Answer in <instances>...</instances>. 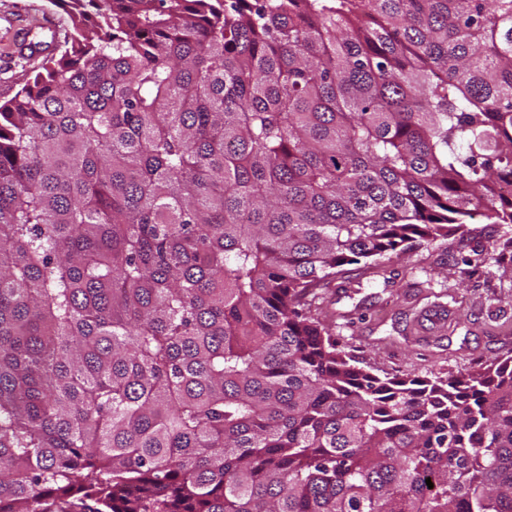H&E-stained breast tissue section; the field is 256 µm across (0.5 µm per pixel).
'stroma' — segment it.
Masks as SVG:
<instances>
[{"mask_svg": "<svg viewBox=\"0 0 512 512\" xmlns=\"http://www.w3.org/2000/svg\"><path fill=\"white\" fill-rule=\"evenodd\" d=\"M55 19L72 30L51 0H0V102L12 98L58 54L64 42L34 32L21 39L17 24ZM507 262L490 264L491 244ZM317 314L348 354L378 373L464 376L512 352V224L474 215L464 237L414 247L381 259L352 280L322 290Z\"/></svg>", "mask_w": 512, "mask_h": 512, "instance_id": "35a3bbf8", "label": "stroma"}]
</instances>
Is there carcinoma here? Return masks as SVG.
Masks as SVG:
<instances>
[{"instance_id": "carcinoma-1", "label": "carcinoma", "mask_w": 512, "mask_h": 512, "mask_svg": "<svg viewBox=\"0 0 512 512\" xmlns=\"http://www.w3.org/2000/svg\"><path fill=\"white\" fill-rule=\"evenodd\" d=\"M70 2L0 104V512H512V354L313 313L512 224V0Z\"/></svg>"}]
</instances>
